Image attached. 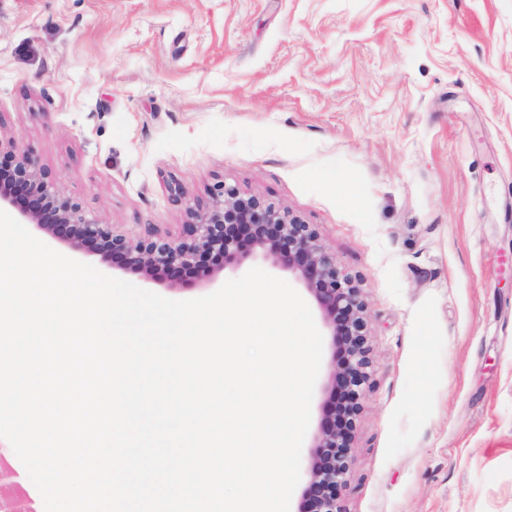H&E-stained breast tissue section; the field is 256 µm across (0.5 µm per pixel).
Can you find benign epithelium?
Returning a JSON list of instances; mask_svg holds the SVG:
<instances>
[{
	"label": "benign epithelium",
	"mask_w": 512,
	"mask_h": 512,
	"mask_svg": "<svg viewBox=\"0 0 512 512\" xmlns=\"http://www.w3.org/2000/svg\"><path fill=\"white\" fill-rule=\"evenodd\" d=\"M0 210L74 254L96 255L173 289L234 272L258 257L292 275L315 302L333 344L297 512H343L339 490L350 470L370 364L366 308L355 280L338 269L313 225L223 183L209 202L189 208L178 237L132 236L88 216L35 158L1 142Z\"/></svg>",
	"instance_id": "1"
}]
</instances>
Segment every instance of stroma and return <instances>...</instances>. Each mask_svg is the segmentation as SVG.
I'll use <instances>...</instances> for the list:
<instances>
[{"mask_svg": "<svg viewBox=\"0 0 512 512\" xmlns=\"http://www.w3.org/2000/svg\"><path fill=\"white\" fill-rule=\"evenodd\" d=\"M0 141L178 236L228 183L367 310L345 512H512V0H0ZM0 512H44L0 439Z\"/></svg>", "mask_w": 512, "mask_h": 512, "instance_id": "35a3bbf8", "label": "stroma"}]
</instances>
